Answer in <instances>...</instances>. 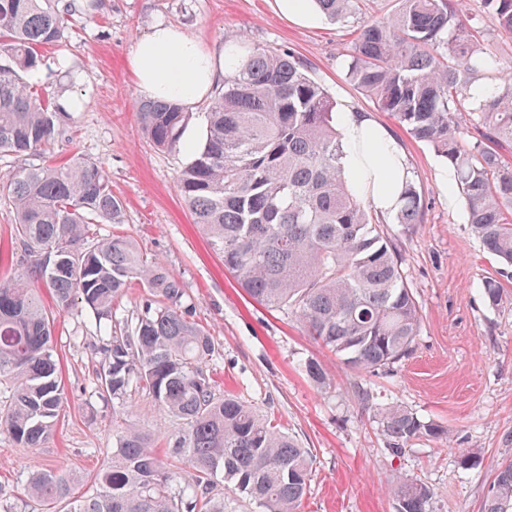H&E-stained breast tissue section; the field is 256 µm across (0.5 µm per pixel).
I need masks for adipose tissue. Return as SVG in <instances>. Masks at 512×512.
Segmentation results:
<instances>
[{"label":"adipose tissue","mask_w":512,"mask_h":512,"mask_svg":"<svg viewBox=\"0 0 512 512\" xmlns=\"http://www.w3.org/2000/svg\"><path fill=\"white\" fill-rule=\"evenodd\" d=\"M130 66L138 86L152 99H175L192 105L224 79V56L206 50L179 28L152 26L133 47ZM342 129L343 159L356 191L381 216L395 214L413 171L399 139L366 112H346Z\"/></svg>","instance_id":"ef3b65f1"}]
</instances>
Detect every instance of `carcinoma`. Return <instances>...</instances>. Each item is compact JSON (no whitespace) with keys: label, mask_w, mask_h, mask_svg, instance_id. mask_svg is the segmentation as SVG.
<instances>
[{"label":"carcinoma","mask_w":512,"mask_h":512,"mask_svg":"<svg viewBox=\"0 0 512 512\" xmlns=\"http://www.w3.org/2000/svg\"><path fill=\"white\" fill-rule=\"evenodd\" d=\"M488 18L512 36V0H484ZM348 21L355 0H315ZM60 0H0V154L43 156L65 131L68 113L28 80L43 50L64 40ZM347 75L382 112L448 162L468 222L483 249L512 266V166L488 143L512 144V72L475 42L476 27L454 0H400L387 18L357 22ZM232 67L206 112L202 142L177 184L193 223L224 258L248 296L288 311L314 340L362 373L386 371L413 351L422 315L401 258L379 217L350 183L336 101L291 51L230 44ZM486 95L471 94L474 79ZM158 149H181L190 113L180 104L136 105ZM0 198L14 210L16 237L31 278L55 310L22 280L0 279V434L24 448L51 437L66 397L54 339L56 313L80 303L101 337L94 393L112 401V455L95 489L71 496L70 477L39 469L26 487L43 512H226L216 479L262 512H299L312 477L308 449L235 395L217 390L208 364L215 339L188 317L183 282L135 242L101 238L99 224L122 221L104 167L75 156L63 165L23 164L0 175ZM400 224H421L424 205L408 184ZM148 292L131 317L118 316L129 288ZM504 288L483 282L496 308ZM316 386L323 365L303 362ZM151 399L174 424L160 456L154 435L128 418L127 400ZM389 454L415 439L447 443L448 431L390 405L378 411ZM190 480L176 485L181 471ZM398 512H429L433 491L396 478ZM483 512H512V460L497 465Z\"/></svg>","instance_id":"carcinoma-1"}]
</instances>
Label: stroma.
Listing matches in <instances>:
<instances>
[{"label":"stroma","mask_w":512,"mask_h":512,"mask_svg":"<svg viewBox=\"0 0 512 512\" xmlns=\"http://www.w3.org/2000/svg\"><path fill=\"white\" fill-rule=\"evenodd\" d=\"M463 10L483 22L480 46L512 68V38L486 22L484 0H463ZM158 22L213 51L241 40L292 51L334 98L337 112L373 113L399 138L427 209L420 224L385 219L422 315L412 354L393 371L355 372L294 316L253 301L194 224L177 184L187 155L154 148L134 109L144 95L131 52ZM65 26L64 43L43 53L38 86L79 98L82 107L71 113L53 154L61 162L77 155L106 168L124 212L120 224L98 225V235L130 236L145 257L159 259L182 281L191 319L215 338L209 368L219 388L309 448L313 473L301 512H397L388 492L396 476L432 489L431 512H482L495 465L512 460V276L502 274L472 233L458 191L446 190V163L349 80L345 60L354 24L324 19L301 26L282 17L274 0H99L95 11L69 13ZM29 265L15 239L13 210L0 200V277H26ZM495 274L505 297L491 309L482 283ZM56 336L65 416L40 448L0 434V512H31L24 487L39 468L66 471L73 494H86L111 456L112 406L90 391L102 356L88 312L77 307L61 314ZM311 357L329 373L325 388L302 369ZM360 387L370 392L372 410L359 406ZM392 403L448 428L449 443L423 437L390 455L377 411ZM468 450L479 454L470 469L460 463Z\"/></svg>","instance_id":"obj_1"}]
</instances>
